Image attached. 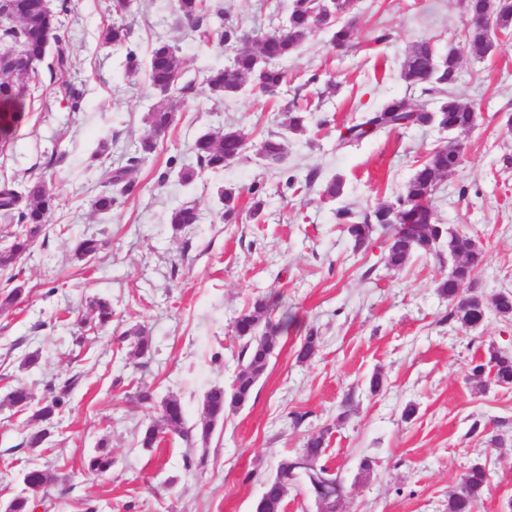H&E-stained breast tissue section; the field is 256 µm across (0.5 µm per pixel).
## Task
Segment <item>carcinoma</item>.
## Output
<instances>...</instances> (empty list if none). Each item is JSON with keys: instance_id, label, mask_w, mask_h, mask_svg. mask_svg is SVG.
<instances>
[{"instance_id": "cac0c4a2", "label": "carcinoma", "mask_w": 512, "mask_h": 512, "mask_svg": "<svg viewBox=\"0 0 512 512\" xmlns=\"http://www.w3.org/2000/svg\"><path fill=\"white\" fill-rule=\"evenodd\" d=\"M129 0H116L117 19L106 28L103 41L107 45L121 47L130 38L131 28L122 12L127 10ZM18 15L14 26L0 29V45L19 54L20 68L27 73V81L20 83L10 72L0 73V146L6 147L13 130L22 122L27 108V99L38 89L39 67L43 63L47 44L54 42V62L48 65L53 73H63L69 65L66 51L67 35L62 30L59 14L69 9L67 0H59L58 10L49 6L48 0H17ZM175 13L190 29L208 39L211 36L224 44L237 45L230 64L208 72L204 85L215 98L237 96L244 89L264 95L274 94L288 83V74L279 67V62L294 55L307 35L315 29L330 34L336 47L346 46L352 37V26L337 22L330 24L321 16L315 0H291L288 8V24L248 40L238 35L237 30L227 26L222 31H211L203 27L211 15H221V9L213 8L211 0H175ZM512 36V0H468L465 43L477 52L486 54L493 48L488 37V28ZM127 70L131 74L145 71L150 87L170 99V104L157 107L147 113L145 121L150 134L142 138L135 155L125 165L110 172L101 182L92 199L95 212L108 215L121 199L137 186L135 173L140 161L155 152L157 138L166 134L175 121V104L185 101L195 93V86L183 80L182 71L172 45L158 41L146 60L141 61L133 52H128ZM460 50L448 48L439 55L427 41L415 43L402 62L400 76L410 86L420 90L425 100L411 106L404 99L393 98L381 108L366 113L338 136L340 146H351L382 130L407 129L411 127L436 126L459 133L470 130L476 121L473 107L462 104L454 94L459 79ZM304 110L295 106L282 115L281 124L297 133L306 128ZM245 149L243 135L232 127L218 132L204 133L196 138L192 153L194 162L180 168L179 177L185 183L207 174L218 175L224 167L235 160ZM263 156L282 161L284 145L281 136L271 134L260 146ZM461 164L460 148L450 140L429 152L405 184L396 202L379 206L372 211L356 216L350 209L337 211L345 232L360 249L379 228L395 227V234L387 245L386 260L390 267L403 266L412 255H440V248L447 246L453 258L448 277L438 284L439 292L453 302L450 316L461 326L482 323L487 307L483 300L463 298L460 292L470 284L477 269L482 265L485 252L473 246L466 235L451 232L448 225L438 221L431 206V198L438 181ZM224 204V219L233 217L238 209L239 197L235 191L225 189L220 193ZM59 203L48 185L40 177L25 182L13 178L0 179V214L16 225L6 231L10 243L0 251V269L12 267L18 258L29 251L31 245L45 234L53 223L52 217ZM196 207L181 205L170 211L167 223L174 233L181 232L191 224L199 223ZM109 245V240L97 234L86 235L74 245L73 257L78 262L97 257ZM496 312L512 317V291L499 293L493 301ZM96 327L105 328L112 323V303L103 298L91 301ZM273 308L264 300H255L234 320V333L243 341L241 369L238 371L230 391L215 386L203 397V418L192 425L187 424L184 407L180 399L169 397L161 401L158 418L139 434L137 443L142 448H151L163 434L176 435L187 442L206 443L215 427L224 422V417L247 403L259 377L272 357L280 333L288 327V317L272 318ZM128 343V355L140 360L151 352V342L143 328L128 330L120 339ZM320 337L309 333L304 337L297 359L306 362L319 350ZM471 379L480 387L490 379L499 386H512V354L494 347L470 367ZM78 378L73 376L55 385L49 384L48 396L35 399L25 387H16L7 394L10 406L20 412H30L29 421L35 427L28 433L24 445L39 448L49 437L48 425L64 412ZM107 443H97L98 451L87 459V470L105 475L112 470L113 459L106 451ZM325 435L319 433L307 438L303 448L282 460L276 476L267 480L254 512H281L288 495V486L297 472H304L308 494L325 505L343 492L339 474L321 464L325 455ZM56 480L54 473L41 466L24 470L22 491L7 505L6 512H34L35 501L47 492ZM489 484L485 467L476 463L463 476L459 487L448 496V512H475L484 488Z\"/></svg>"}]
</instances>
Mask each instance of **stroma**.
<instances>
[{"label": "stroma", "instance_id": "35a3bbf8", "mask_svg": "<svg viewBox=\"0 0 512 512\" xmlns=\"http://www.w3.org/2000/svg\"><path fill=\"white\" fill-rule=\"evenodd\" d=\"M220 3L225 24L256 36L283 21L290 0ZM114 4L71 0L60 17L70 66L61 75L42 71L35 99L0 152L1 175L44 177L60 199L51 232L14 266L20 299L0 309V503L21 491L20 473L36 464L60 477L48 489L45 512H254L279 462L322 431V462L344 483L338 512H447L449 494L478 462L490 481L476 512H512V386L481 389L467 378L489 346L512 352V319L491 311L478 328L462 327L437 289L448 260L416 254L389 267L384 253L392 229L377 231L357 250L337 217L343 207L361 214L395 202L418 160L449 135L412 127L336 147L340 131L362 113L392 98L418 102V89L400 77L412 45L427 41L440 53L460 48L455 95L477 118L458 138L461 166L439 181L431 204L441 223L483 245L472 293L489 302L512 290V38L495 39L485 55L465 47L466 0H355L350 48L334 49L326 32H312L281 63L288 86L215 101L203 78L227 64L231 49L204 46L178 25L174 0H131L128 44L103 45ZM382 30L388 41L372 45ZM160 40L175 47L197 93L142 161L138 190L112 214H98L91 207L97 184L148 135L147 112L168 103L144 75L126 69L128 52L145 57ZM73 88L81 94L75 107L68 99ZM295 104L311 107L306 128L281 132L280 116ZM228 126L245 138L242 156L220 176L183 184L177 168L192 162L194 140ZM276 132L285 155L270 164L259 148ZM102 143L106 157L93 159ZM335 178L342 194L324 198ZM221 187L240 198L230 222L217 197ZM186 203L201 220L173 234L167 216ZM99 231L109 247L95 260L75 262V242ZM96 297L111 301V326L78 328V321L92 320ZM259 298L287 314L289 324L251 400L207 444L165 435L154 447H139L140 431L159 411L131 402V394L146 386L157 401L178 396L188 423L199 421L205 392L231 386L240 368L233 321ZM137 325L146 326L152 342V357L141 365L117 341ZM310 331L321 347L302 363L297 350ZM31 353L37 365L22 367ZM376 373L383 387L374 394L369 379ZM75 374L81 381L48 444L24 447L28 418L6 395L24 386L40 396L49 383ZM409 405L415 415L407 420ZM494 435L500 444H491ZM102 439L114 465L100 476L83 464ZM366 459L367 472L360 468Z\"/></svg>", "mask_w": 512, "mask_h": 512}]
</instances>
